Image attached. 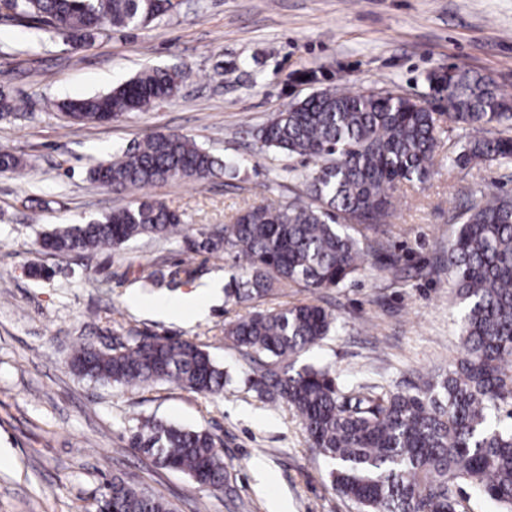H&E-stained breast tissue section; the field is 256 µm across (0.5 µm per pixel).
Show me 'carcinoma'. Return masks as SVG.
<instances>
[{
  "label": "carcinoma",
  "mask_w": 512,
  "mask_h": 512,
  "mask_svg": "<svg viewBox=\"0 0 512 512\" xmlns=\"http://www.w3.org/2000/svg\"><path fill=\"white\" fill-rule=\"evenodd\" d=\"M27 27L52 29L83 46L110 26H145L173 7L172 0H5ZM178 71L152 68L111 91L59 104L83 124L102 121L106 104L118 116L146 112L179 90ZM448 92L446 111L386 90L326 88L290 102L251 132L264 153L316 163L304 194L277 205L243 210L231 224L188 234L181 216L161 202L136 198L85 224L42 233L39 244L57 256L104 251L148 236L180 238L190 253H228L245 263L225 293L237 302L269 296L291 284L340 288L374 259L395 273L399 259L383 255L370 236L385 232L394 191L423 183L434 170L446 133L444 121L465 132L453 162H512V93L490 78L453 69L428 77ZM234 178L238 164L219 160L191 137L147 136L112 160L87 171L116 193L182 179ZM457 215L448 246V273L465 304L464 357L448 376L413 392L387 391L341 381L329 366L295 367L294 358L336 331L323 308L300 304L254 311L230 322L224 334L260 365L257 386L283 398L301 419L310 447L332 461L333 489L360 512H461L468 487L512 512V424L490 419L512 400V196L488 187ZM70 370L94 383L144 387L176 384L204 396L224 393L227 375L210 354L188 340L150 336L132 343H84ZM130 444L164 468L198 484L221 488L228 466L204 429L145 420ZM118 512H173L170 504L120 476L112 477Z\"/></svg>",
  "instance_id": "carcinoma-1"
}]
</instances>
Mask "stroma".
I'll return each instance as SVG.
<instances>
[{"instance_id":"stroma-1","label":"stroma","mask_w":512,"mask_h":512,"mask_svg":"<svg viewBox=\"0 0 512 512\" xmlns=\"http://www.w3.org/2000/svg\"><path fill=\"white\" fill-rule=\"evenodd\" d=\"M456 66L512 91V0H178L147 26L103 33L73 49L53 31L30 34L0 9V150L25 159L0 173V512H97L113 475L169 501L175 512H358L333 490L331 463L310 448L295 410L260 393L259 376L224 326L257 310L316 304L337 331L302 354L298 365L330 366L341 380L388 389L439 379L464 355V308L444 258L456 213L478 187L512 194V166L451 163L462 132L449 126L432 178L401 186L381 252L402 273L366 266L344 287L294 284L251 303L220 300L202 318H159L156 308L216 278L242 275L232 256L192 255L174 239L147 237L76 261L50 257L39 244L57 224H80L126 204L91 183L93 160L157 132L195 138L214 156L244 166L238 180L217 175L147 189L192 229L233 223L250 206L301 192L311 162L258 153L251 132L319 86L389 89L443 111L427 77ZM148 68L182 74L175 97L146 112L83 126L48 100L111 90ZM316 72V82L299 80ZM292 177H282L284 167ZM45 264L53 278L28 275ZM192 276H185V269ZM169 336L201 346L229 376L224 394L206 398L155 384L131 389L92 383L67 366L82 343ZM154 418L212 433L228 466L223 490L160 468L130 438Z\"/></svg>"}]
</instances>
